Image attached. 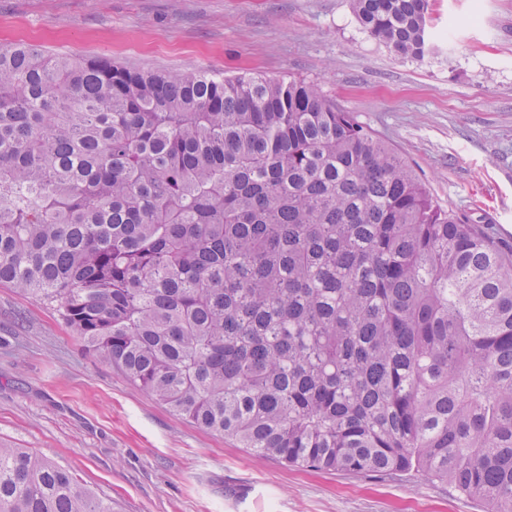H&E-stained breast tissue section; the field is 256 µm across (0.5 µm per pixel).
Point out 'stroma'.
Here are the masks:
<instances>
[{
    "instance_id": "stroma-1",
    "label": "stroma",
    "mask_w": 512,
    "mask_h": 512,
    "mask_svg": "<svg viewBox=\"0 0 512 512\" xmlns=\"http://www.w3.org/2000/svg\"><path fill=\"white\" fill-rule=\"evenodd\" d=\"M432 53L402 59L351 0H0L17 42L129 68L319 87L435 201L512 247V0H431ZM0 443L77 474L112 512H484L424 472L289 467L174 415L0 283Z\"/></svg>"
}]
</instances>
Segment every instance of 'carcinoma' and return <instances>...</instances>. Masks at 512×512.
I'll use <instances>...</instances> for the list:
<instances>
[{"label": "carcinoma", "mask_w": 512, "mask_h": 512, "mask_svg": "<svg viewBox=\"0 0 512 512\" xmlns=\"http://www.w3.org/2000/svg\"><path fill=\"white\" fill-rule=\"evenodd\" d=\"M430 0H352L429 51ZM0 282L172 412L512 512V261L313 84L0 48ZM0 512H112L0 446Z\"/></svg>", "instance_id": "cac0c4a2"}]
</instances>
